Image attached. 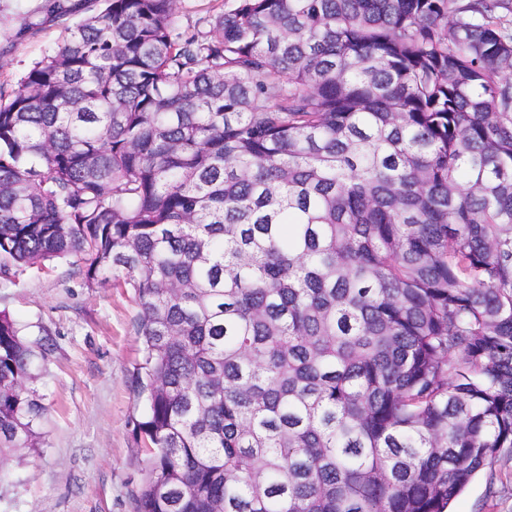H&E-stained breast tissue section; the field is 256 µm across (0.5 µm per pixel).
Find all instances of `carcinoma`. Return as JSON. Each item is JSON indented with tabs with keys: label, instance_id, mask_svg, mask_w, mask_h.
Instances as JSON below:
<instances>
[{
	"label": "carcinoma",
	"instance_id": "1",
	"mask_svg": "<svg viewBox=\"0 0 512 512\" xmlns=\"http://www.w3.org/2000/svg\"><path fill=\"white\" fill-rule=\"evenodd\" d=\"M102 2L0 89V279L133 291L136 512H450L512 449L509 0ZM225 0H178L177 17L181 25H206L224 10Z\"/></svg>",
	"mask_w": 512,
	"mask_h": 512
}]
</instances>
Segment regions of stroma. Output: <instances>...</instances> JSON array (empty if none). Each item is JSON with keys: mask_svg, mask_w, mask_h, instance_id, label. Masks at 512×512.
<instances>
[{"mask_svg": "<svg viewBox=\"0 0 512 512\" xmlns=\"http://www.w3.org/2000/svg\"><path fill=\"white\" fill-rule=\"evenodd\" d=\"M45 0H0V87L10 89L64 36ZM0 311L50 336L33 384L44 440L24 458L0 457V512H135L144 453L133 434L139 358L131 292L111 273L87 287L75 260H53L0 284ZM479 474L452 512H512V453Z\"/></svg>", "mask_w": 512, "mask_h": 512, "instance_id": "35a3bbf8", "label": "stroma"}]
</instances>
